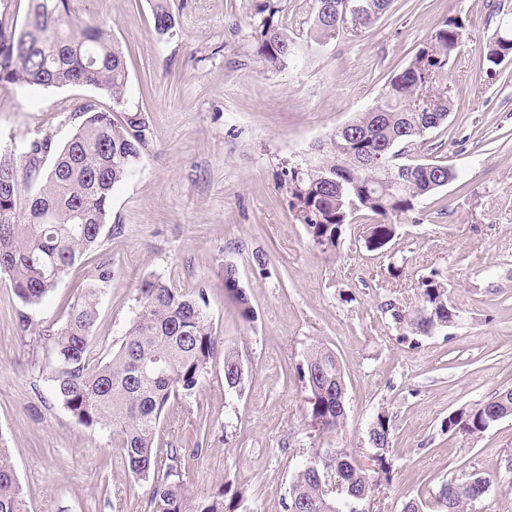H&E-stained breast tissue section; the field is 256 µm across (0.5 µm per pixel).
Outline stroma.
Listing matches in <instances>:
<instances>
[{"instance_id":"stroma-1","label":"stroma","mask_w":512,"mask_h":512,"mask_svg":"<svg viewBox=\"0 0 512 512\" xmlns=\"http://www.w3.org/2000/svg\"><path fill=\"white\" fill-rule=\"evenodd\" d=\"M176 20L153 29L155 0H76L80 18L106 23L125 55L129 107L149 123L137 173L112 192L111 230L37 306L0 280V439L11 451L29 512H149L152 480L124 468L106 433L76 423L50 392L32 342L66 319L98 263L112 266L95 341L110 348L137 310L143 277L208 292L214 329L241 355V390L224 384L215 357L196 398H172L161 438L191 461L180 478L195 495L245 490L246 512H288V485L317 446L310 396L297 371L308 349L335 352L347 418L337 439L367 463L368 427L391 419V484L374 512H403L451 479L479 475L491 488L484 512H512V417L475 437L443 428L450 413L512 387V58L483 63L488 37L512 18V0H393L369 29L316 40L315 0H281L294 43L286 68H265L250 37L259 0H164ZM449 17L466 33L443 71L454 109L417 148L421 161L457 172L399 225L385 251L365 246L370 225L346 227L336 259L312 250L288 211L282 170L315 159V146L371 107L384 85ZM111 99L89 87L0 86V143L23 151L51 135L64 144L85 102ZM265 266H257L256 257ZM402 273L392 277L389 263ZM234 265L256 312L244 323L224 294ZM438 269L459 311L444 333L402 340L381 307L415 300L419 276ZM209 437L194 441L201 427Z\"/></svg>"}]
</instances>
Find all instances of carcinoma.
<instances>
[{"label":"carcinoma","instance_id":"1","mask_svg":"<svg viewBox=\"0 0 512 512\" xmlns=\"http://www.w3.org/2000/svg\"><path fill=\"white\" fill-rule=\"evenodd\" d=\"M0 0V85L31 90L89 86L112 99V108L93 102L78 107L80 124L61 147L45 135L28 142L18 155L0 148V274L9 278L20 300L41 304L67 271L96 245L112 210V190L136 171L148 146L144 115L125 105L128 73L125 56L112 30L103 23H77L74 0H28L19 23ZM342 0H316L315 33L327 41L340 34L336 16ZM359 27L367 29L392 0H363ZM279 0L257 5L253 25L256 55L266 67L280 69L294 55L288 32L275 17ZM154 30L168 34L175 19L162 3L154 5ZM465 32L458 18H448L423 43L411 60L385 85L376 104L315 146L317 160L284 170L288 208L321 255L340 250L345 226L370 213L366 247L382 251L398 225L418 223L423 202L456 179L441 161L404 163L406 172L388 176L375 164L392 146L415 145L419 131L442 127L453 110L450 95L429 108L422 96L437 94V80ZM512 55V25L499 27L489 38L485 61L498 66ZM35 186L22 197L20 184ZM356 200L355 211L347 202ZM224 293L240 318L250 323L255 310L239 285L236 268L224 266ZM112 286V266L99 264L69 306L57 329L43 336V372L56 401L80 425L112 434L127 469L139 479L161 475L152 489L151 512H239L244 492L220 489L204 496L188 493L179 473L185 457L160 446L163 411L175 397L191 399L202 388L219 339L208 311L207 291L184 292L160 277L142 280L138 310L119 345L96 352L93 327L98 307ZM417 292L427 305L382 306L402 339L432 336L456 323L457 308L448 283L432 270L418 278ZM224 381L242 388L244 373L238 350H223ZM343 374L336 353L323 343L312 345L300 379L311 392V426L318 438L338 434L346 417L336 402V376ZM512 416V388L490 400L448 415L444 430L477 436ZM390 419L379 413L368 428L373 468L358 463L343 447L311 448L305 464L289 483L288 512H354L353 506L392 481L389 459ZM340 481L337 492L324 491L326 480ZM481 477L450 481L435 497L440 512H466L478 501ZM0 512H27L26 498L0 440Z\"/></svg>","mask_w":512,"mask_h":512}]
</instances>
